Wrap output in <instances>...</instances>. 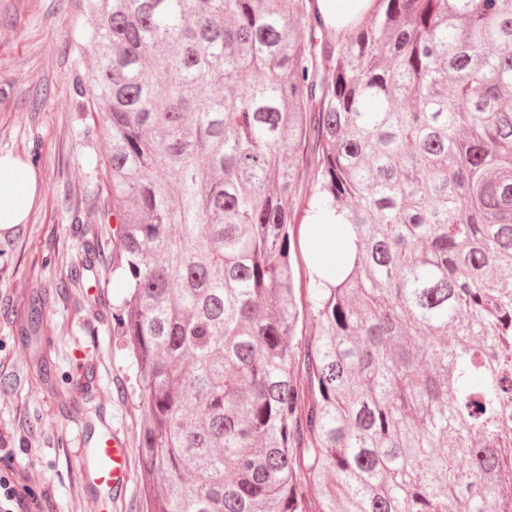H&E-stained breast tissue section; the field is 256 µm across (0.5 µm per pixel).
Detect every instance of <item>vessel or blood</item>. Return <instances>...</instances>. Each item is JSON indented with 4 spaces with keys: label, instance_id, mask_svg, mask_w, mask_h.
<instances>
[{
    "label": "vessel or blood",
    "instance_id": "vessel-or-blood-1",
    "mask_svg": "<svg viewBox=\"0 0 512 512\" xmlns=\"http://www.w3.org/2000/svg\"><path fill=\"white\" fill-rule=\"evenodd\" d=\"M83 457L88 461L84 469L88 485L110 490L116 496L126 489L131 468L127 442L120 431H109L94 448L85 450Z\"/></svg>",
    "mask_w": 512,
    "mask_h": 512
}]
</instances>
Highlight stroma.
Instances as JSON below:
<instances>
[{"mask_svg":"<svg viewBox=\"0 0 512 512\" xmlns=\"http://www.w3.org/2000/svg\"><path fill=\"white\" fill-rule=\"evenodd\" d=\"M83 5L0 0V155L30 162L38 177L26 223L0 228V432L10 464L29 472L51 512H143L134 367L111 331L127 288L112 271L117 224L92 164L107 140L80 136L82 123L102 116L78 113L73 95L93 54L72 40ZM89 243L94 267L82 287L61 293ZM21 421L41 442L37 457L15 432ZM105 423L125 434L130 453L131 481L117 501L84 487L82 448Z\"/></svg>","mask_w":512,"mask_h":512,"instance_id":"stroma-1","label":"stroma"}]
</instances>
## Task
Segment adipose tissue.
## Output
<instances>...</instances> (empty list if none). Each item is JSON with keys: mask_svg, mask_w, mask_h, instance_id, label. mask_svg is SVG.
I'll return each instance as SVG.
<instances>
[{"mask_svg": "<svg viewBox=\"0 0 512 512\" xmlns=\"http://www.w3.org/2000/svg\"><path fill=\"white\" fill-rule=\"evenodd\" d=\"M37 192L34 173L20 160L0 157V224L11 226L26 220ZM310 234L317 242L329 246L332 262L353 266L357 246L344 215L326 213L314 216Z\"/></svg>", "mask_w": 512, "mask_h": 512, "instance_id": "adipose-tissue-1", "label": "adipose tissue"}]
</instances>
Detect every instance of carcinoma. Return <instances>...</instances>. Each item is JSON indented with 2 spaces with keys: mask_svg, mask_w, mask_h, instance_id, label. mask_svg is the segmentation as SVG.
Masks as SVG:
<instances>
[{
  "mask_svg": "<svg viewBox=\"0 0 512 512\" xmlns=\"http://www.w3.org/2000/svg\"><path fill=\"white\" fill-rule=\"evenodd\" d=\"M375 2L85 0L146 512H512V0ZM309 183L358 256L301 309ZM307 224H295V236L300 239L301 248L295 257V277H296V299L300 308L305 307V303L309 296L308 288V268L306 264V256L302 249V243L307 235Z\"/></svg>",
  "mask_w": 512,
  "mask_h": 512,
  "instance_id": "1",
  "label": "carcinoma"
}]
</instances>
